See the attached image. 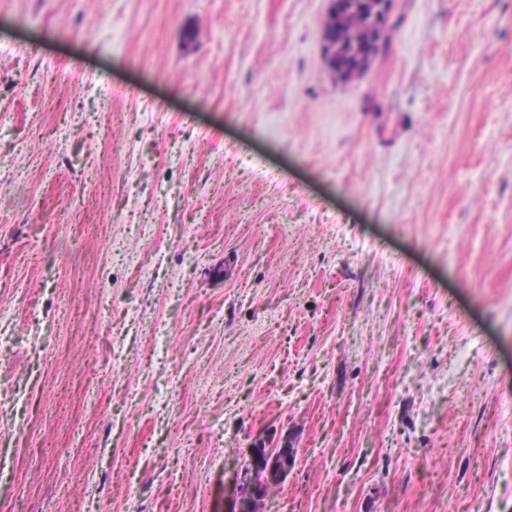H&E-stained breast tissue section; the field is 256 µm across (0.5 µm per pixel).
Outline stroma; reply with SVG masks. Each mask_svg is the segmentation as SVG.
Returning a JSON list of instances; mask_svg holds the SVG:
<instances>
[{
    "label": "stroma",
    "instance_id": "stroma-1",
    "mask_svg": "<svg viewBox=\"0 0 512 512\" xmlns=\"http://www.w3.org/2000/svg\"><path fill=\"white\" fill-rule=\"evenodd\" d=\"M327 10L0 0V512H512V0ZM337 23H339L340 37L348 51L366 43L371 36L370 27L360 14L352 13L343 20H336ZM322 46L325 62L328 69L334 76L343 79L344 66L339 51L340 45L336 44V28H325L322 31ZM365 72L359 71L356 67L348 65L344 74V82L350 83L359 80ZM255 448H249L248 460L241 464L234 471L233 491L231 500L233 509L231 512H255L258 509V502L261 500L252 485L255 482L254 474L249 472L247 463L251 460L252 455L257 451L266 450L269 454L275 448H262V444L255 445ZM270 462L271 458H264L263 455H261L260 458L255 461L254 472L257 475L261 497H266L270 492H272L274 488L285 479L288 473V467L279 468L276 471V474L280 482L275 478L274 470L277 468L279 463H281V456H277L274 460L272 474L270 477H268L267 471Z\"/></svg>",
    "mask_w": 512,
    "mask_h": 512
}]
</instances>
